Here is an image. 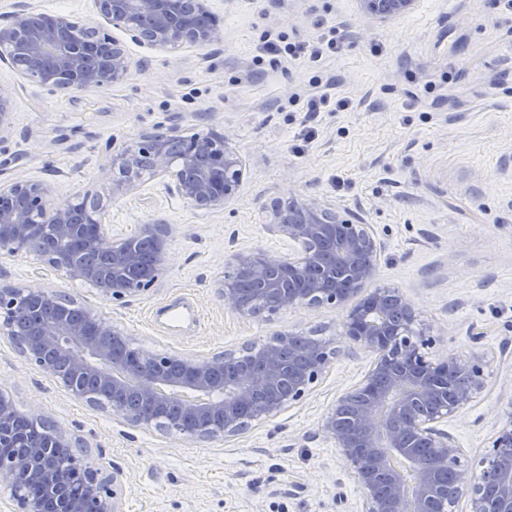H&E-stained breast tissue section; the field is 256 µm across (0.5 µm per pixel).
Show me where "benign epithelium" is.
I'll return each mask as SVG.
<instances>
[{
    "mask_svg": "<svg viewBox=\"0 0 512 512\" xmlns=\"http://www.w3.org/2000/svg\"><path fill=\"white\" fill-rule=\"evenodd\" d=\"M418 0H360L378 22L413 12ZM113 28L155 48L205 47L222 31L207 0H97ZM0 61L62 93L96 91L127 77L122 42L64 16L20 5L15 23L0 28ZM10 89L0 85V134L9 127ZM167 188L201 210L224 206L238 191L241 160L228 134L213 129L186 139L171 129L143 134L112 153L101 170L118 169L112 192L139 188V155ZM103 203L55 204L48 185L24 178L0 181V255L34 254L71 280L90 282L110 301L153 287L163 262L165 231L146 224L145 260L135 243L115 239L102 223ZM272 231L296 245L288 255L240 252L226 263L219 294L239 314L253 311L242 285L270 313L333 305L345 312L346 339L375 355L363 381L340 395L321 421L355 481L361 512H512V412L475 463L462 459L443 429L484 388L483 358L433 359L435 339L415 327L413 301L394 287H370L380 245L365 224L305 195L271 207ZM27 318L36 329L22 353L74 397L111 410L135 426H154L192 440L234 436L301 401L339 354L321 339L279 333L243 354L209 358L149 354L96 313L64 303L35 285L0 283V334L11 336ZM19 413L0 392V484L19 512H120L116 479L75 455L58 465L66 436L43 426L27 444L15 427Z\"/></svg>",
    "mask_w": 512,
    "mask_h": 512,
    "instance_id": "obj_1",
    "label": "benign epithelium"
}]
</instances>
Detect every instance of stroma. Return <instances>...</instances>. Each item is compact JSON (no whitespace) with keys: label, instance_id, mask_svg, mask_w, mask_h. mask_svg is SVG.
<instances>
[{"label":"stroma","instance_id":"35a3bbf8","mask_svg":"<svg viewBox=\"0 0 512 512\" xmlns=\"http://www.w3.org/2000/svg\"><path fill=\"white\" fill-rule=\"evenodd\" d=\"M22 4L99 26L124 43L131 68L101 92L53 93L0 63L12 97L0 179L45 182L57 203L100 196L118 237L145 224L167 234L158 282L123 303L33 255L0 256V282L69 296L152 354L210 357L282 331L341 348L299 403L236 436L196 441L76 399L0 335V388L103 473L120 472L121 512H360L363 491L319 425L373 354L349 350L335 306L240 315L218 292L236 252L291 250L268 230L265 207L293 193L370 225L376 282L410 297L436 340L433 358L482 356L484 389L445 428L465 459L485 452L512 412V13L497 0H420L379 23L359 0H208L222 39L160 50L106 24L96 0H0V27ZM331 29L340 48L317 63L275 66L257 51L269 37L298 43ZM331 76L346 109L308 119L304 93ZM171 128L231 134L242 182L223 207L199 210L154 175L123 195L101 177L113 149ZM185 302L189 318L171 324L164 309ZM480 327L488 336L473 340Z\"/></svg>","mask_w":512,"mask_h":512}]
</instances>
